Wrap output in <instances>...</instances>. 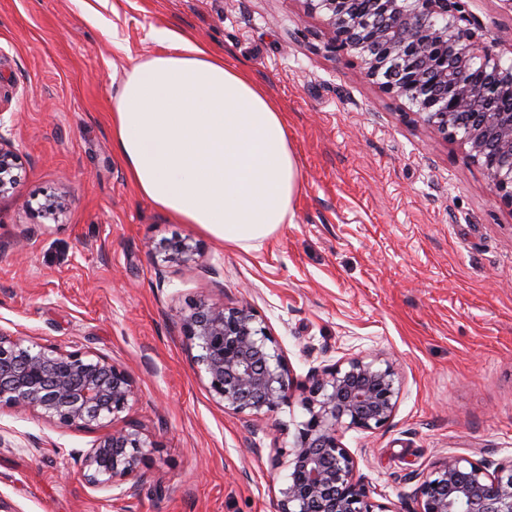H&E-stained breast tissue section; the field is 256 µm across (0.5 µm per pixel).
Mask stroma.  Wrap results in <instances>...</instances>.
I'll list each match as a JSON object with an SVG mask.
<instances>
[{"label": "stroma", "mask_w": 512, "mask_h": 512, "mask_svg": "<svg viewBox=\"0 0 512 512\" xmlns=\"http://www.w3.org/2000/svg\"><path fill=\"white\" fill-rule=\"evenodd\" d=\"M512 60V0H464ZM191 33L279 103L297 159L293 223L243 250L140 195L112 147V75ZM304 0H0V111L13 113L20 178L0 199V330L94 351L136 396L118 426L155 441L147 482L90 488L99 436L0 409V500L15 512H274L276 466L305 418L314 372L392 360V419L341 443L374 502L418 512L448 455L512 459V207L458 142L368 80ZM68 194L59 220L36 216ZM188 238L185 264L156 248ZM248 300L295 386L275 413L222 408L197 374L179 315L203 298Z\"/></svg>", "instance_id": "stroma-1"}]
</instances>
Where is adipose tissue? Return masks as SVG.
<instances>
[{
  "label": "adipose tissue",
  "mask_w": 512,
  "mask_h": 512,
  "mask_svg": "<svg viewBox=\"0 0 512 512\" xmlns=\"http://www.w3.org/2000/svg\"><path fill=\"white\" fill-rule=\"evenodd\" d=\"M112 79V139L139 193L243 250L292 223L299 168L283 111L245 70L189 35Z\"/></svg>",
  "instance_id": "ef3b65f1"
}]
</instances>
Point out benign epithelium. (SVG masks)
<instances>
[{"instance_id":"1","label":"benign epithelium","mask_w":512,"mask_h":512,"mask_svg":"<svg viewBox=\"0 0 512 512\" xmlns=\"http://www.w3.org/2000/svg\"><path fill=\"white\" fill-rule=\"evenodd\" d=\"M328 17L332 48L354 52L366 77L407 101L420 121L445 139L468 147L500 200L512 206V64H504L478 35L462 0H305ZM0 113V196L10 192L18 157ZM65 197L38 207L56 219ZM166 263H187L197 246L177 239L160 248ZM183 335L197 350L194 363L212 398L247 416L268 415L288 403L293 377L281 345L243 300L195 303L181 318ZM400 380L393 362L351 357L312 376L303 401L274 512H388L356 477L342 446V428L376 430L393 417ZM129 372L88 350L29 343L0 330V408L33 412L58 429L105 428L130 409ZM156 447L135 428L106 432L81 454L89 487L106 489L148 478ZM419 512H512V460L489 471L483 463L448 455L417 488Z\"/></svg>"}]
</instances>
